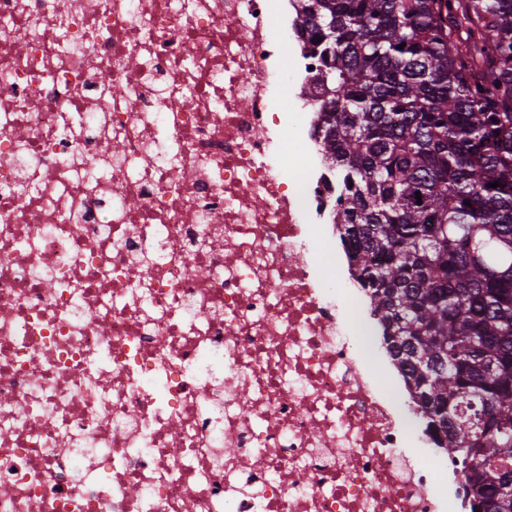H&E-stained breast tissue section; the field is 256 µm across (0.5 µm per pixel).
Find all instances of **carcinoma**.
I'll use <instances>...</instances> for the list:
<instances>
[{
	"instance_id": "cac0c4a2",
	"label": "carcinoma",
	"mask_w": 512,
	"mask_h": 512,
	"mask_svg": "<svg viewBox=\"0 0 512 512\" xmlns=\"http://www.w3.org/2000/svg\"><path fill=\"white\" fill-rule=\"evenodd\" d=\"M295 28L349 267L478 512L512 478V0H301Z\"/></svg>"
}]
</instances>
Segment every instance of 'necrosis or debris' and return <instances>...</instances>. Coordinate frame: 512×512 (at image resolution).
Returning a JSON list of instances; mask_svg holds the SVG:
<instances>
[{
  "instance_id": "1",
  "label": "necrosis or debris",
  "mask_w": 512,
  "mask_h": 512,
  "mask_svg": "<svg viewBox=\"0 0 512 512\" xmlns=\"http://www.w3.org/2000/svg\"><path fill=\"white\" fill-rule=\"evenodd\" d=\"M295 5L0 0V512H439L319 257Z\"/></svg>"
}]
</instances>
